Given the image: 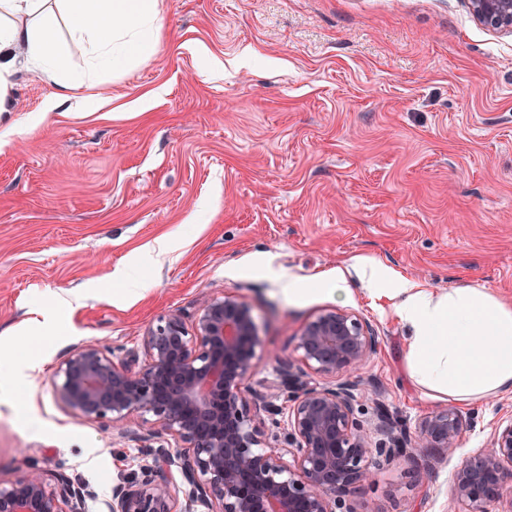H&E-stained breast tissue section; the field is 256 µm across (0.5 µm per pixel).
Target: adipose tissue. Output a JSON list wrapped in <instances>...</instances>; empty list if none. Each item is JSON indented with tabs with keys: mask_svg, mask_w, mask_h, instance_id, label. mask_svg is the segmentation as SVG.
Returning <instances> with one entry per match:
<instances>
[{
	"mask_svg": "<svg viewBox=\"0 0 512 512\" xmlns=\"http://www.w3.org/2000/svg\"><path fill=\"white\" fill-rule=\"evenodd\" d=\"M60 11L74 35L88 37L91 67L118 70L156 48L158 0H0V112L20 50L63 92L77 88L56 47ZM397 293L393 311L412 329L406 362L419 385L460 402L512 389V303L479 288L437 295L407 281Z\"/></svg>",
	"mask_w": 512,
	"mask_h": 512,
	"instance_id": "ef3b65f1",
	"label": "adipose tissue"
}]
</instances>
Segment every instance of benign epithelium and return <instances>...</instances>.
Returning <instances> with one entry per match:
<instances>
[{
	"mask_svg": "<svg viewBox=\"0 0 512 512\" xmlns=\"http://www.w3.org/2000/svg\"><path fill=\"white\" fill-rule=\"evenodd\" d=\"M481 25L512 34V0H467ZM259 345L252 306L212 295L191 321L179 310L159 317L141 350L123 358L93 345L71 352L54 391L70 410L112 420L123 434L152 422L158 446L141 449L139 471L112 486L105 512H357L351 488L375 481L380 464L410 454L383 414L374 430L355 417L354 384L304 387L282 363L279 379L248 386ZM308 368L323 376L360 370L376 353L367 324L325 309L299 331ZM463 420L447 407L425 416L417 444L443 460L458 447ZM387 441L373 444L372 432ZM512 420L455 472L456 512H512ZM97 492L84 481L30 467L0 485V512H87Z\"/></svg>",
	"mask_w": 512,
	"mask_h": 512,
	"instance_id": "obj_1",
	"label": "benign epithelium"
}]
</instances>
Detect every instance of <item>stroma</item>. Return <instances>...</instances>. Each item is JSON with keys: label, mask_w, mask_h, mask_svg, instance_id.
Segmentation results:
<instances>
[{"label": "stroma", "mask_w": 512, "mask_h": 512, "mask_svg": "<svg viewBox=\"0 0 512 512\" xmlns=\"http://www.w3.org/2000/svg\"><path fill=\"white\" fill-rule=\"evenodd\" d=\"M154 53L57 87L19 64L0 114V482L30 466L108 497L151 425L117 436L55 396L70 351L119 353L171 310L246 300L261 324L254 381L288 360L308 385L301 327L354 312L378 340L350 374L356 416L384 405L416 437L446 407L405 369L404 279L512 300V36L464 0H160ZM223 60L213 71L210 58ZM169 249L157 254L156 240ZM372 260L377 280L363 278ZM297 294H288V286ZM347 288L336 296L335 287ZM456 453L382 464L357 512H448L457 468L512 419V391L459 403ZM432 466L414 485L412 471Z\"/></svg>", "instance_id": "1"}]
</instances>
